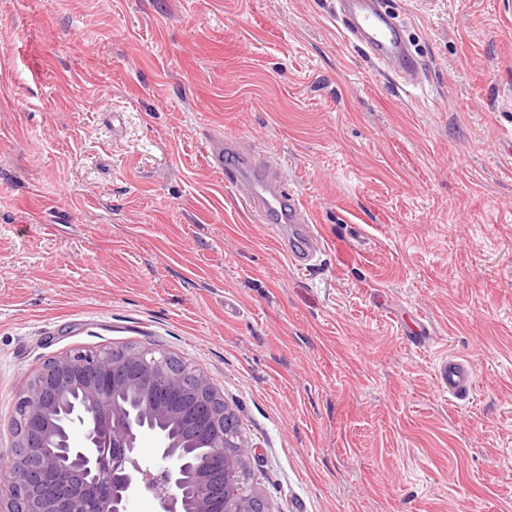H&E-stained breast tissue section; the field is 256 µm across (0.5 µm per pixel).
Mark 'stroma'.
Masks as SVG:
<instances>
[{"instance_id":"1","label":"stroma","mask_w":512,"mask_h":512,"mask_svg":"<svg viewBox=\"0 0 512 512\" xmlns=\"http://www.w3.org/2000/svg\"><path fill=\"white\" fill-rule=\"evenodd\" d=\"M334 2L0 0V459L44 363L132 344L223 392L270 512H512V0H387L411 89ZM225 137L281 160L312 266ZM209 164L241 193L245 203L254 209L257 223L277 224L271 225L277 229L281 224H290V235L302 240L299 251L290 250L287 254L293 265H306L318 251L325 249L313 213L288 188L278 159L260 164L239 141L225 137L220 147L211 152ZM436 379L440 390L448 392L451 400H469L475 387V375L470 363L455 356H448L439 363Z\"/></svg>"}]
</instances>
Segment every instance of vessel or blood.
Returning <instances> with one entry per match:
<instances>
[{
	"label": "vessel or blood",
	"instance_id": "1",
	"mask_svg": "<svg viewBox=\"0 0 512 512\" xmlns=\"http://www.w3.org/2000/svg\"><path fill=\"white\" fill-rule=\"evenodd\" d=\"M382 2L336 0V18L352 43L363 47L378 66L391 71L407 86L420 65L410 54L400 25L383 9ZM209 164L241 193L258 223L288 225L291 235L301 239L300 250L288 254L293 265H306L324 249L325 241L315 226L313 213L289 189L279 160L258 163L239 141L227 137L211 152ZM436 379L440 390L458 401L470 399L475 387L470 363L455 356L439 363Z\"/></svg>",
	"mask_w": 512,
	"mask_h": 512
}]
</instances>
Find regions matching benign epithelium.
<instances>
[{"mask_svg":"<svg viewBox=\"0 0 512 512\" xmlns=\"http://www.w3.org/2000/svg\"><path fill=\"white\" fill-rule=\"evenodd\" d=\"M71 391L81 406L63 421ZM231 417L205 372L169 351L62 353L20 391L11 421L22 452L0 482V512H127L138 488L161 512H270L258 488L241 487L250 448ZM146 438L156 445L152 471L138 461ZM184 448L205 449L191 475Z\"/></svg>","mask_w":512,"mask_h":512,"instance_id":"7a95c632","label":"benign epithelium"}]
</instances>
